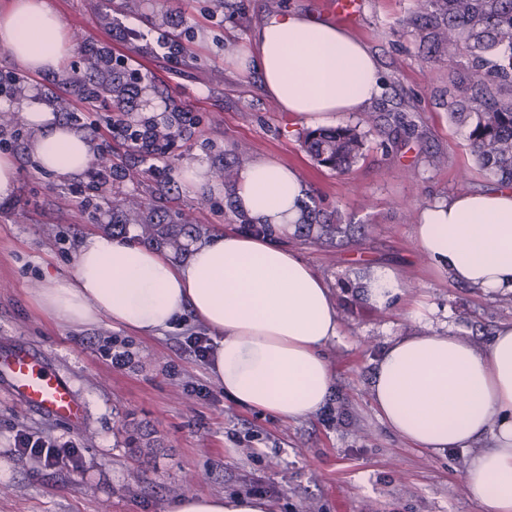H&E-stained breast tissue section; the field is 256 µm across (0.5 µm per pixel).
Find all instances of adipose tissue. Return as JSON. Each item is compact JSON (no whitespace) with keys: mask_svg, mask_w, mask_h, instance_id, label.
<instances>
[{"mask_svg":"<svg viewBox=\"0 0 512 512\" xmlns=\"http://www.w3.org/2000/svg\"><path fill=\"white\" fill-rule=\"evenodd\" d=\"M0 47L36 73L58 70L73 49L45 0H12L0 11ZM226 51L240 70L258 71L282 111L313 128L365 110L382 87L365 45L296 12L266 15L250 48ZM19 105L40 169L70 176L89 167V139L42 102L26 97ZM230 191L238 211L266 233L215 232L179 260L128 237L93 233L80 244L72 274L46 278L37 299L63 325L104 317L144 336L190 310L214 334L209 371L229 400L281 421L302 420L330 398L334 376L324 349L340 331L324 280L279 242L300 222L308 186L295 169L262 159L240 168ZM414 240L452 281L512 293V189L458 194L425 208ZM403 288L396 271L377 266L363 295L385 309ZM369 394L381 422L411 446L443 451L490 437L465 485L486 512H512V322L484 348L448 332L395 338L376 361ZM173 512H269V505L258 496L188 493Z\"/></svg>","mask_w":512,"mask_h":512,"instance_id":"adipose-tissue-1","label":"adipose tissue"}]
</instances>
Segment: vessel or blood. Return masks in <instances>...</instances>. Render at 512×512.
Wrapping results in <instances>:
<instances>
[{
    "instance_id": "vessel-or-blood-1",
    "label": "vessel or blood",
    "mask_w": 512,
    "mask_h": 512,
    "mask_svg": "<svg viewBox=\"0 0 512 512\" xmlns=\"http://www.w3.org/2000/svg\"><path fill=\"white\" fill-rule=\"evenodd\" d=\"M323 6L331 18L346 25L356 23L360 12L359 0H324ZM0 370L8 373L15 393L23 401L72 423L82 421L84 407L70 384L27 350L18 349L0 358Z\"/></svg>"
}]
</instances>
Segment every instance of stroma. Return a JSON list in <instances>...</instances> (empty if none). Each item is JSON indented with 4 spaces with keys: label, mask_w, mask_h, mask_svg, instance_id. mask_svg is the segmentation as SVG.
Here are the masks:
<instances>
[{
    "label": "stroma",
    "mask_w": 512,
    "mask_h": 512,
    "mask_svg": "<svg viewBox=\"0 0 512 512\" xmlns=\"http://www.w3.org/2000/svg\"><path fill=\"white\" fill-rule=\"evenodd\" d=\"M71 33L75 50L61 71L32 86L60 122L79 102L91 76L82 47L105 44L125 57L112 73L143 68L150 81L129 95L126 119L176 110L196 120L167 157L170 181L123 141L112 143V163L139 170L138 180L114 182L101 192L96 218L73 203L87 174L60 177L41 171L29 147V127L0 128V154L16 164L18 186L0 202V354L24 348L65 377L85 408L74 425L21 403L0 374V512H170L183 494L253 493L270 512H484L466 489L471 457L488 447L433 452L407 445L380 421L368 391L374 360L386 344L409 333L449 331L477 345L512 322V303L438 274L414 241L421 210L459 190H493L467 145L468 129L448 116V91L461 59L429 63L409 23L413 0H361L350 33L373 55L384 79L371 112H406L424 133L429 151L445 157L428 166L416 150L389 151L378 138L344 176L320 167L301 146L305 125L263 92L257 71H239L224 55L226 43L247 44L266 14L289 10L319 21L320 0H46ZM134 28L127 36L123 27ZM181 28L185 53L179 68L154 55L159 33ZM274 159L295 168L311 196L342 223L363 226L356 244L330 247L294 241L290 247L327 283L338 304L340 334L326 348L334 375L327 407L305 419L274 420L224 395L185 344L210 331L191 314L157 336L112 326L58 325L35 304L46 275L70 276L80 241L111 232L129 208L151 221L196 224L198 236L235 230L239 222L223 194L194 195L181 181L185 165L202 162L216 185L225 170ZM391 267L405 284L404 298L378 309L357 284L372 266ZM128 351L113 367L114 347ZM26 428L79 448L74 468H48L18 454L14 436ZM145 434L147 447L131 448Z\"/></svg>",
    "instance_id": "stroma-1"
}]
</instances>
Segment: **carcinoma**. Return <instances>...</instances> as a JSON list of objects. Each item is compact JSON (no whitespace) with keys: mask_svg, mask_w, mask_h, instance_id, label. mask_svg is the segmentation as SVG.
Masks as SVG:
<instances>
[{"mask_svg":"<svg viewBox=\"0 0 512 512\" xmlns=\"http://www.w3.org/2000/svg\"><path fill=\"white\" fill-rule=\"evenodd\" d=\"M410 23L428 43L426 61L444 54L466 59L448 94V114L470 127L469 150L490 179L512 185V0H416ZM99 92L116 105L126 88L108 77ZM385 148L421 145L423 133L407 115H370L333 129L309 131L302 145L320 166L338 175L348 173L363 158L371 136ZM139 237L175 253L188 247L181 224H145L135 215ZM350 225L331 220L315 205H305V220L295 225L292 239L342 241Z\"/></svg>","mask_w":512,"mask_h":512,"instance_id":"obj_1","label":"carcinoma"}]
</instances>
